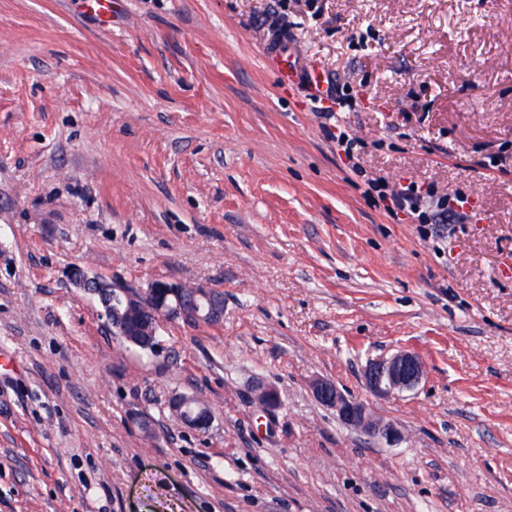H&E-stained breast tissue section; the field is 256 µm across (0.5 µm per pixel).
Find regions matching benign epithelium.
Listing matches in <instances>:
<instances>
[{
    "label": "benign epithelium",
    "mask_w": 512,
    "mask_h": 512,
    "mask_svg": "<svg viewBox=\"0 0 512 512\" xmlns=\"http://www.w3.org/2000/svg\"><path fill=\"white\" fill-rule=\"evenodd\" d=\"M69 279L77 288L99 297L104 324L121 338L126 336L125 328L119 320H111L113 315L112 296L119 293L126 297L130 306L140 307L157 321L185 317L179 304L170 299H178L182 284L174 281L154 280L145 291L132 295L125 285L109 282L98 276H91L84 269L74 267L69 271ZM425 366L421 358L406 350L389 356L371 360L365 367L363 377L370 392L379 396L400 395L415 390L422 382ZM314 396L327 408L336 412L346 425L358 429L381 442L393 444L400 439L397 426L377 415L364 405L356 402L339 390L335 384L325 379H315L311 383ZM171 413L182 423L199 430H206L211 423V412L198 399L183 396L170 403Z\"/></svg>",
    "instance_id": "benign-epithelium-1"
}]
</instances>
